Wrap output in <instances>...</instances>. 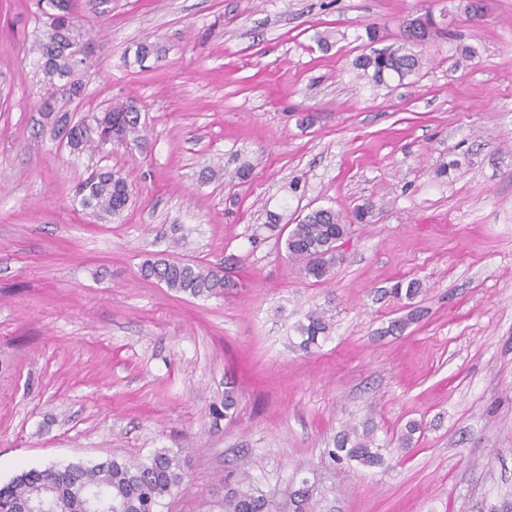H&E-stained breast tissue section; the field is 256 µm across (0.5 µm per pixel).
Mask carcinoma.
I'll list each match as a JSON object with an SVG mask.
<instances>
[{"label":"carcinoma","mask_w":512,"mask_h":512,"mask_svg":"<svg viewBox=\"0 0 512 512\" xmlns=\"http://www.w3.org/2000/svg\"><path fill=\"white\" fill-rule=\"evenodd\" d=\"M36 8L48 19L36 42V67L43 75L41 109L46 116L54 117L53 130L59 133L67 130L68 144L79 153L104 150V142L97 133L99 123L104 121L112 124V134L119 144H145L146 127L133 100L93 112L82 121L70 124L67 106L84 93L83 84L74 79L83 38L81 21L74 0H36ZM438 32L432 13L419 15L407 22L401 46L360 55L354 65L370 72L377 84L384 83L390 75L402 80L421 66V58L411 46L432 40ZM78 195L81 206L95 218H118L130 202L128 175L111 169L95 171L81 184ZM349 233L350 225L340 213L331 208L315 209L289 231L285 251L301 274L321 282L343 261L339 247ZM140 274L192 298L218 297L236 287V283L224 280V276L199 263L175 261L163 255L145 259ZM392 293L413 300L422 293V283L399 281ZM330 329L325 312H310L296 326L298 347L310 351L319 345V340L329 338ZM329 455L339 463L356 462L369 468L384 464L383 446L376 443L368 429L361 432L355 427L343 429ZM184 466L179 453L160 448L136 461L112 458L94 465L72 462L43 470L30 469L0 487V512H20L24 505L35 512H85L88 496L97 498L105 512H157L161 501L182 485ZM288 497L294 512H314L307 481L288 490ZM224 512H279V507L272 497L244 477L238 479L237 487L225 492Z\"/></svg>","instance_id":"1"}]
</instances>
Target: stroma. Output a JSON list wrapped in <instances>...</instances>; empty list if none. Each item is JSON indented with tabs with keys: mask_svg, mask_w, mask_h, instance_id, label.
<instances>
[{
	"mask_svg": "<svg viewBox=\"0 0 512 512\" xmlns=\"http://www.w3.org/2000/svg\"><path fill=\"white\" fill-rule=\"evenodd\" d=\"M486 2L477 19L459 0H112L105 17L78 0L72 120L132 98L149 130L92 156L40 111L45 18L0 0V486L170 448L186 475L159 512H222L244 473L280 504L308 481L317 512H512V0ZM426 12L451 33L416 46L414 75L353 69ZM95 167L130 176L117 219L74 198ZM362 205L330 279L287 261L298 219ZM158 252L237 286L143 279ZM401 279L422 293L396 298ZM315 309L332 331L306 353ZM349 425L383 466L332 462Z\"/></svg>",
	"mask_w": 512,
	"mask_h": 512,
	"instance_id": "1",
	"label": "stroma"
}]
</instances>
